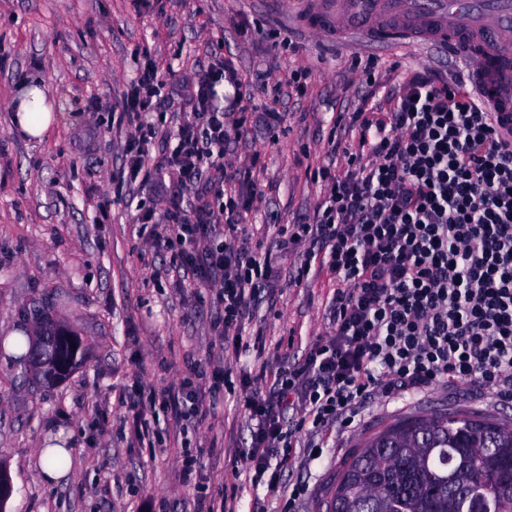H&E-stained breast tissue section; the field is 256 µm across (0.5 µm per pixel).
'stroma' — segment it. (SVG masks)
<instances>
[{
	"label": "stroma",
	"mask_w": 512,
	"mask_h": 512,
	"mask_svg": "<svg viewBox=\"0 0 512 512\" xmlns=\"http://www.w3.org/2000/svg\"><path fill=\"white\" fill-rule=\"evenodd\" d=\"M307 0H172L158 16L145 0H0V342L11 327H36L42 315L68 325L82 341L80 366L64 381L32 378L26 361L0 360V467L12 494L6 512H321L343 464L371 433L398 419L456 412L512 422V399L464 381L438 382L417 394L371 398L353 420L324 431L323 454L297 435L284 484L305 497L251 486L239 459L251 442L243 408L245 379L298 359L329 330L327 304L336 284L317 270L294 275L307 244L276 250L266 225L288 226L323 201L315 172L341 166L332 140L355 139L337 125L366 88L354 72L377 57L382 72L460 70V59L431 47L370 48L355 35L320 39L306 27ZM300 44L299 53L267 31ZM233 57L243 77L288 82L306 69L304 98H281L282 120L248 119L227 161L253 168L262 191L247 218L253 247L271 254V296L259 299L246 333L262 349L235 352L218 323L217 288L194 287L171 252L157 250L141 212L165 204L156 182L123 178L129 128L120 113L145 59L158 68L162 104L150 121L162 141L147 167L176 147V115L191 109L194 73L216 57ZM41 78L58 121L36 141L17 137L10 108L19 84ZM101 106L89 111L87 102ZM195 391L204 417L182 414L175 399ZM136 393L147 415L133 424L126 398ZM70 434L71 479L44 487L37 450L50 430ZM195 471L184 479L182 466Z\"/></svg>",
	"instance_id": "1"
}]
</instances>
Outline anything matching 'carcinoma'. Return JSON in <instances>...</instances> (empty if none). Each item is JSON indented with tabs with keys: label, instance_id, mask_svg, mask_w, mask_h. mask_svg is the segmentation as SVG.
Returning <instances> with one entry per match:
<instances>
[{
	"label": "carcinoma",
	"instance_id": "1",
	"mask_svg": "<svg viewBox=\"0 0 512 512\" xmlns=\"http://www.w3.org/2000/svg\"><path fill=\"white\" fill-rule=\"evenodd\" d=\"M71 333L44 352L39 376L65 379L80 361ZM485 486L495 512H512V422L439 413L398 420L372 434L344 464L324 512H472L470 501L448 494Z\"/></svg>",
	"mask_w": 512,
	"mask_h": 512
}]
</instances>
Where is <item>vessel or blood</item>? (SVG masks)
<instances>
[{
    "label": "vessel or blood",
    "mask_w": 512,
    "mask_h": 512,
    "mask_svg": "<svg viewBox=\"0 0 512 512\" xmlns=\"http://www.w3.org/2000/svg\"><path fill=\"white\" fill-rule=\"evenodd\" d=\"M306 21L320 34L358 33L371 46L419 39L464 53L480 97L512 128V0H334Z\"/></svg>",
    "instance_id": "vessel-or-blood-1"
}]
</instances>
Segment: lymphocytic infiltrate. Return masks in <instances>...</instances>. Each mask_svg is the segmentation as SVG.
<instances>
[{
    "label": "lymphocytic infiltrate",
    "mask_w": 512,
    "mask_h": 512,
    "mask_svg": "<svg viewBox=\"0 0 512 512\" xmlns=\"http://www.w3.org/2000/svg\"><path fill=\"white\" fill-rule=\"evenodd\" d=\"M222 81L238 88L244 111L215 105ZM471 84L469 71L448 78L426 69L404 79L387 111L358 106L348 115L358 137L344 151L346 170L319 168L324 201L278 230L277 248L308 243L336 292L328 336L272 381L244 384L253 486L281 491L297 432L322 433L368 399L460 380L512 397V138ZM280 88L260 74L243 79L230 58L199 68L178 144L154 169L169 182L166 205L140 216L158 226V244L176 249L199 286L218 284L221 333L233 346L243 341L271 258L238 233L257 190L246 167L225 162L224 148L249 114L279 122ZM157 93L158 69L145 63L122 103L134 124L126 153L134 175L144 166ZM208 168L220 173L210 185L216 204L183 209L184 190Z\"/></svg>",
    "instance_id": "obj_1"
}]
</instances>
